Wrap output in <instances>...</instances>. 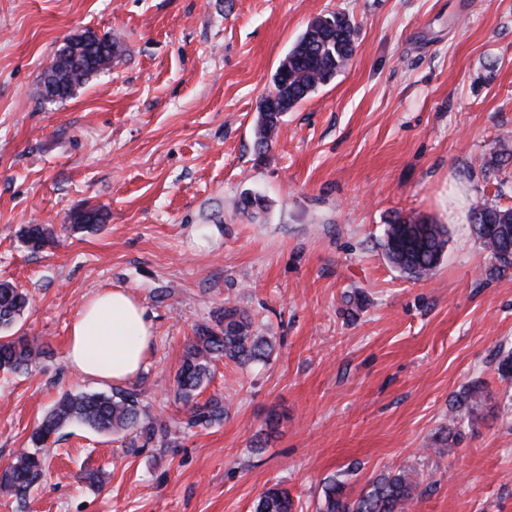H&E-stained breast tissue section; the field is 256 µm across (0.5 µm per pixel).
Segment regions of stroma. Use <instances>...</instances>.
I'll list each match as a JSON object with an SVG mask.
<instances>
[{"label":"stroma","mask_w":512,"mask_h":512,"mask_svg":"<svg viewBox=\"0 0 512 512\" xmlns=\"http://www.w3.org/2000/svg\"><path fill=\"white\" fill-rule=\"evenodd\" d=\"M334 11L358 30L353 58L259 153L273 74ZM86 29L119 42L118 61L66 101L39 99L54 52ZM503 136L512 0H0V281L28 294L14 333L43 349L29 371L0 370V471L60 394L110 391L64 358L99 289H128L153 320L132 380L153 417L184 418L175 374L224 306L273 345L265 364L216 362L202 395L223 398L222 422L161 449L66 427L47 476L0 512H252L275 483L294 512H319L328 480L354 497L402 469L421 481L406 512H512V379L497 371L512 270L489 275L470 230L472 207H512V164L491 162ZM92 207L102 226L73 231ZM399 213L447 227L432 277L386 260ZM34 224L53 234L37 252ZM473 384L483 410L449 425Z\"/></svg>","instance_id":"stroma-1"}]
</instances>
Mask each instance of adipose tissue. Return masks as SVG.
<instances>
[{"instance_id":"ef3b65f1","label":"adipose tissue","mask_w":512,"mask_h":512,"mask_svg":"<svg viewBox=\"0 0 512 512\" xmlns=\"http://www.w3.org/2000/svg\"><path fill=\"white\" fill-rule=\"evenodd\" d=\"M153 342L145 307L124 288L88 300L70 326L67 364L81 377L122 383L137 376Z\"/></svg>"}]
</instances>
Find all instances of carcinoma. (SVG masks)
Wrapping results in <instances>:
<instances>
[{"label": "carcinoma", "instance_id": "obj_1", "mask_svg": "<svg viewBox=\"0 0 512 512\" xmlns=\"http://www.w3.org/2000/svg\"><path fill=\"white\" fill-rule=\"evenodd\" d=\"M357 29L341 12H330L311 21L281 60L273 75V88L262 100L256 124L257 147L268 151L282 114L332 81L349 64L356 49ZM121 54L108 35L84 31L69 38L54 54L36 94L39 98L63 101L94 76L112 69ZM471 230L492 261L490 273L512 269V207L482 205L473 216ZM52 235L43 225L24 230V239L33 250L42 249ZM448 230L420 215L397 214L387 224L381 246L388 261L402 273L419 280L432 276L444 256ZM29 299L8 281L0 282V331L13 329L28 306ZM273 347L254 329L252 316L226 305L214 324L198 326L194 340L182 356L176 374L175 399L187 408L182 428H206L224 420V399L213 396L201 403L197 397L211 377L213 362L224 358L237 365L264 362ZM42 355L36 341L26 336H0V370L23 372ZM483 388L463 391L450 407L449 420L458 423L462 408L472 414L484 403ZM70 422H80L98 432L123 431L129 447L150 444L168 448L171 425L146 414L142 393L135 388H117L112 394L65 392L53 410L30 434L32 448H24L15 462L0 472V493L18 500L43 474L45 459L39 449ZM420 482L413 471L401 470L371 483L370 490L351 500L345 485L331 480L324 488L323 512H405ZM289 491L275 484L257 499L254 512H292Z\"/></svg>", "mask_w": 512, "mask_h": 512}]
</instances>
